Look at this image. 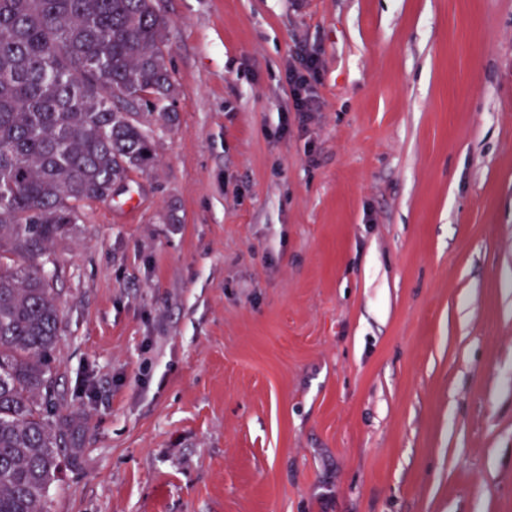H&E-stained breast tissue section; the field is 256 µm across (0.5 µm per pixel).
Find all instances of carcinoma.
<instances>
[{
    "instance_id": "obj_1",
    "label": "carcinoma",
    "mask_w": 512,
    "mask_h": 512,
    "mask_svg": "<svg viewBox=\"0 0 512 512\" xmlns=\"http://www.w3.org/2000/svg\"><path fill=\"white\" fill-rule=\"evenodd\" d=\"M158 0H0V512H44L70 436L39 259L155 158L175 93Z\"/></svg>"
}]
</instances>
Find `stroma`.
I'll return each mask as SVG.
<instances>
[{
	"label": "stroma",
	"instance_id": "obj_1",
	"mask_svg": "<svg viewBox=\"0 0 512 512\" xmlns=\"http://www.w3.org/2000/svg\"><path fill=\"white\" fill-rule=\"evenodd\" d=\"M159 7L154 164L43 259L46 512H512V0ZM321 69V59L315 53L297 55L288 63L287 80L291 91L292 110L299 113L302 121L312 118L319 112V103L312 80Z\"/></svg>",
	"mask_w": 512,
	"mask_h": 512
}]
</instances>
